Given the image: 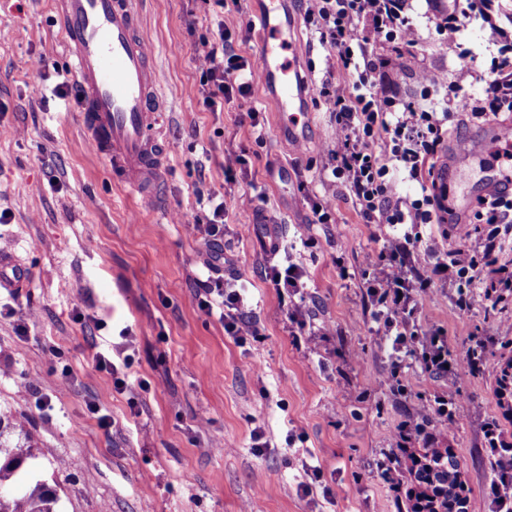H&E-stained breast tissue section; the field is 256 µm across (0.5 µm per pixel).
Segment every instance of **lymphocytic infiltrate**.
Listing matches in <instances>:
<instances>
[{
  "mask_svg": "<svg viewBox=\"0 0 512 512\" xmlns=\"http://www.w3.org/2000/svg\"><path fill=\"white\" fill-rule=\"evenodd\" d=\"M412 2L304 0L306 18L327 51L325 74L315 92L328 102L336 133V144L326 153L322 182L343 185L361 222L387 229L381 251L366 257L363 286L372 331L389 362L386 384L397 398L425 377L465 380L485 374L488 346L497 334L512 329V195L482 197L469 223L457 229V248L424 254L418 250L424 227L437 223L445 208L447 189L434 183L433 175L449 121L459 114L512 112V35L499 30L491 77L483 97L475 99L449 86L444 73L419 67L409 51L419 40L417 28L407 19ZM363 23L369 27L365 35L359 32ZM381 43L389 45V52L378 51ZM191 50L203 77L206 110L223 111L233 96L252 93L259 79L257 61L236 53L232 36L223 27L200 37ZM402 67L417 69L420 103L390 94L387 76ZM404 179L418 185L415 195L398 193ZM221 260L217 251L204 260L207 276L193 299L199 311L217 317L225 334L242 344L258 336L259 327L238 277L224 276ZM265 279L288 296L284 320L289 328L305 331L306 353L319 354L321 341L335 329L312 317L304 266L294 261L270 266ZM449 288L457 291L453 311L478 305L493 319L492 329L459 354L449 347L446 327L418 316L419 296ZM119 336L114 350L97 352L95 362L122 392L128 383L120 372L131 369L135 358L129 330H121ZM460 411L458 400L438 393L408 411L388 450L376 461L380 476L390 479L409 457L414 440L427 437L430 426L453 423ZM481 433L497 477L492 512H512V436L494 421L485 422Z\"/></svg>",
  "mask_w": 512,
  "mask_h": 512,
  "instance_id": "lymphocytic-infiltrate-1",
  "label": "lymphocytic infiltrate"
}]
</instances>
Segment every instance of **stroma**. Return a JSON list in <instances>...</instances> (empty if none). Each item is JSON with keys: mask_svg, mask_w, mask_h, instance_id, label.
<instances>
[{"mask_svg": "<svg viewBox=\"0 0 512 512\" xmlns=\"http://www.w3.org/2000/svg\"><path fill=\"white\" fill-rule=\"evenodd\" d=\"M138 12L167 92L168 154L156 206L114 183L89 148L77 88L55 94L72 73L54 0H0V212L9 214L0 223V247L29 276L21 291L1 288L0 301L37 311L24 336L16 318L0 316V413L24 417L32 442L47 449L36 471L56 489L59 512H407L408 498H395L375 461L406 407L436 390L461 391L468 402L454 424L433 433L453 449L470 505L489 504L495 475L480 429L493 420L512 431V413L498 396L512 346L489 352L485 375L459 384L426 378L405 405L395 404L382 385L388 361L364 315L361 288L365 256L383 241L377 228L360 223L343 186L334 189L335 223H314L304 199L324 192L319 175L335 142L327 102L307 98L300 118L306 150L285 152L265 86L223 111H206L190 53L194 35L216 23L244 34L256 16L254 0H224L220 18L201 0H140ZM428 12L427 0H416L409 14L420 35L413 49L420 66L444 70L450 85L480 97L493 29L469 22L449 43ZM291 13L304 49L302 74L321 80L326 51L301 0H291ZM36 61L38 95L28 78ZM251 106L260 111L258 134L238 122ZM228 150L249 161L232 186L224 183ZM200 192L223 194L229 211L223 272L239 276L260 329L243 346L192 302L207 248L185 225L206 215L196 203ZM262 212L271 223H257ZM273 237L288 252L268 253L264 242ZM291 260L308 273L316 317L336 328L318 356H306L303 336L284 329L289 299L261 277L264 266ZM451 305L445 297H422L420 317L447 327L456 343L484 328L481 307L454 319ZM125 327L136 338L138 363L120 393L94 357L101 337ZM50 347L56 359H48ZM351 351L358 355L352 370L343 362ZM142 380L149 390L139 388ZM39 396L51 400L52 410L37 408ZM133 398L141 410L136 420ZM92 401L111 416L110 430L89 414ZM200 415L207 426H198ZM257 427L271 442L260 454L251 441ZM309 465L320 470L319 481H309ZM304 482L310 493L301 491Z\"/></svg>", "mask_w": 512, "mask_h": 512, "instance_id": "35a3bbf8", "label": "stroma"}]
</instances>
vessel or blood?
<instances>
[{"label": "vessel or blood", "mask_w": 512, "mask_h": 512, "mask_svg": "<svg viewBox=\"0 0 512 512\" xmlns=\"http://www.w3.org/2000/svg\"><path fill=\"white\" fill-rule=\"evenodd\" d=\"M58 23L89 144L102 157L115 182L156 203L162 179L163 75L140 28L136 0H59ZM258 59L262 81L277 111L305 108L299 72L301 48L291 32L288 0H265L258 14ZM483 194H512V168L494 166Z\"/></svg>", "instance_id": "obj_1"}]
</instances>
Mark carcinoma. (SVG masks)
<instances>
[{
    "mask_svg": "<svg viewBox=\"0 0 512 512\" xmlns=\"http://www.w3.org/2000/svg\"><path fill=\"white\" fill-rule=\"evenodd\" d=\"M46 455L45 449L31 444L21 420L15 417L6 421L0 417V512H56V492L41 480L27 482L20 492L5 488L27 460ZM458 475L459 464L454 454L442 456L438 449L430 450V457L414 472V478L431 487L429 501L433 507L429 512H453Z\"/></svg>",
    "mask_w": 512,
    "mask_h": 512,
    "instance_id": "obj_1",
    "label": "carcinoma"
}]
</instances>
